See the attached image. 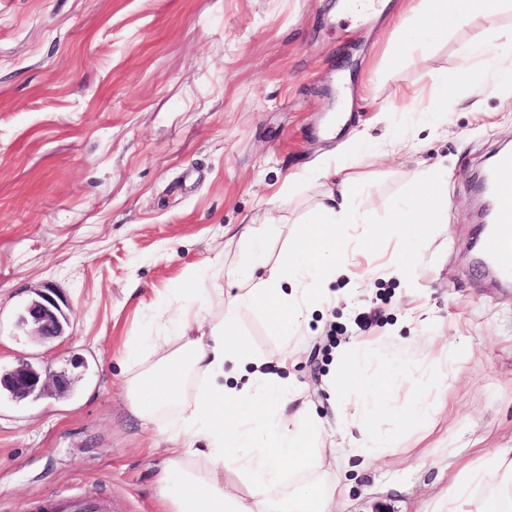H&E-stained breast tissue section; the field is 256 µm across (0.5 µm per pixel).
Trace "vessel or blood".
<instances>
[{
	"mask_svg": "<svg viewBox=\"0 0 512 512\" xmlns=\"http://www.w3.org/2000/svg\"><path fill=\"white\" fill-rule=\"evenodd\" d=\"M493 191L488 202L494 214L492 230L482 240L499 274L512 278V153L500 155L492 172ZM38 512H111L102 498H85L61 493L42 501Z\"/></svg>",
	"mask_w": 512,
	"mask_h": 512,
	"instance_id": "vessel-or-blood-1",
	"label": "vessel or blood"
}]
</instances>
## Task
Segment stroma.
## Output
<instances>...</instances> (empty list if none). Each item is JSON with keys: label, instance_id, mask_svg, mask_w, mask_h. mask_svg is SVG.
Wrapping results in <instances>:
<instances>
[{"label": "stroma", "instance_id": "obj_1", "mask_svg": "<svg viewBox=\"0 0 512 512\" xmlns=\"http://www.w3.org/2000/svg\"><path fill=\"white\" fill-rule=\"evenodd\" d=\"M343 2L0 0V371L27 361L75 381L62 396L0 400V512L62 492L161 512L165 455L128 407L127 338L153 334L192 278L226 287L224 268L248 251L231 239L238 225L263 229L271 259L294 249L325 190L317 170L362 129L369 222L348 235L376 244L287 370L336 447L324 469L348 486L343 512H429L453 455L512 441V284L484 276L471 251L472 179L512 143V75L480 61L481 82L449 95L432 133L429 100L470 65L483 19L424 50L400 41L405 0L365 15ZM437 162L448 221L414 240L389 220ZM45 289L69 323L39 344L16 319ZM239 331L253 355L276 353L264 314ZM359 342L368 370L413 367L401 400L448 389L424 422L379 418L407 441L368 469L346 453L325 385L337 350ZM443 344L463 352L458 366Z\"/></svg>", "mask_w": 512, "mask_h": 512}]
</instances>
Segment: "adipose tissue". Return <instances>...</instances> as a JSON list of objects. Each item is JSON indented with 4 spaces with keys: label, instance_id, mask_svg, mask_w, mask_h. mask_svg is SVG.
Returning <instances> with one entry per match:
<instances>
[{
    "label": "adipose tissue",
    "instance_id": "1",
    "mask_svg": "<svg viewBox=\"0 0 512 512\" xmlns=\"http://www.w3.org/2000/svg\"><path fill=\"white\" fill-rule=\"evenodd\" d=\"M497 0H417L404 40L429 47L448 29L483 18L486 38L475 56L512 72V32L496 21ZM349 165L319 169L328 189L308 216L301 245L288 260L271 262L260 229L244 225L240 240L250 245L244 262L230 271L237 287L224 304L221 321L205 324L202 310L211 295L205 280L181 288L167 320L176 337L136 336L126 344V390L130 409L156 424L167 445L162 481L167 512H336L346 494L340 481L319 475L327 453L324 421L309 406L293 407L289 380L253 366L254 358L237 330L245 312L270 316L280 336L274 357L279 367L295 364L298 341L315 307L335 301L333 286L348 274L350 244L337 226H357L362 190L355 170L363 163L356 140L343 145ZM443 166L428 169L397 206L401 224H438L447 183ZM363 346L336 353L334 382L344 397L337 419L356 429L349 452L370 465L399 448L402 437L378 433L383 415L416 421L448 402L434 388L401 403L398 393L411 371L392 366L365 375ZM454 474L433 498L430 512H512V447L460 456Z\"/></svg>",
    "mask_w": 512,
    "mask_h": 512
}]
</instances>
